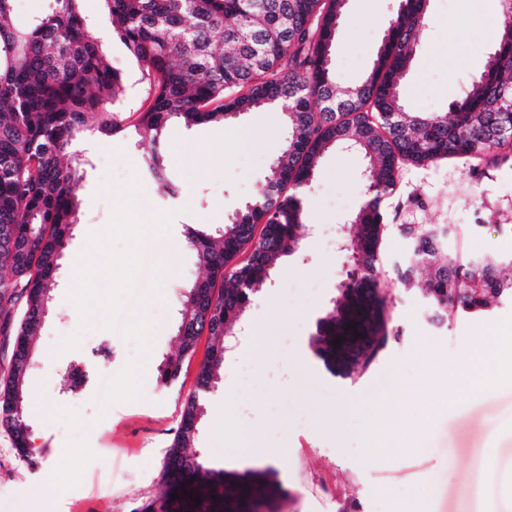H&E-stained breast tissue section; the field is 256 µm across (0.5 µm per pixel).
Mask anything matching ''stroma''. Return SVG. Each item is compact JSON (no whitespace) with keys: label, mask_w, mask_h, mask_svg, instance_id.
Segmentation results:
<instances>
[{"label":"stroma","mask_w":512,"mask_h":512,"mask_svg":"<svg viewBox=\"0 0 512 512\" xmlns=\"http://www.w3.org/2000/svg\"><path fill=\"white\" fill-rule=\"evenodd\" d=\"M395 0H348L336 32L332 70L339 86L358 85L372 70L393 16ZM94 31L106 37L108 56L123 78L113 106L127 129L113 137H87L79 221L60 260L37 361L24 386L31 399L26 419L38 459L30 465L0 425V512H137L165 489L162 463L173 443L183 405L196 390L199 366L212 340L201 336L178 381L158 386L138 376L145 350L155 362L177 351L178 292L205 271L181 246L187 227L221 224L262 192L270 167L285 146L283 108H265L227 123L192 127L172 122L162 138L165 166L184 202L168 206L163 188L146 180L133 123L151 102L138 63L116 40L99 0H83ZM432 25L402 78L415 112H444L459 88L481 71L504 20L501 0H430ZM252 127L253 142L238 131ZM363 156L354 150L322 155L305 193L307 233L298 257L279 259L272 283L260 286L242 329L224 354L220 379L205 400L196 450L222 462L239 425L259 430L258 446L275 465L288 495L280 512H393L421 505L423 512H483L494 500L512 512V381L479 386L452 397L438 389L439 375L464 365L488 325L512 327V304L482 317L454 316L433 327L418 291L393 278L408 244L388 234L381 247L382 276L397 333L356 381L330 375L313 356L309 339L337 295L350 264L338 246V229L357 210L365 183ZM383 206L393 224H445L448 251L464 260L512 251V161L476 166L450 158L422 168L402 165L394 194ZM157 210L180 245L179 259L162 280V294L133 318L124 279L115 271L136 267L130 226L149 223ZM112 296L111 314L98 308ZM125 339H111L116 326ZM264 335L256 348L254 334ZM111 342L112 393L84 387L75 402L72 373L87 368L97 344ZM249 364L251 380L237 370ZM410 388L393 401L408 430V451L380 459L366 451L367 414L397 380ZM77 461L60 467L62 458Z\"/></svg>","instance_id":"obj_1"}]
</instances>
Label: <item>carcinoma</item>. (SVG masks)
Returning <instances> with one entry per match:
<instances>
[{
    "mask_svg": "<svg viewBox=\"0 0 512 512\" xmlns=\"http://www.w3.org/2000/svg\"><path fill=\"white\" fill-rule=\"evenodd\" d=\"M14 2L0 0V270L11 273L0 276V349L9 354L7 374L0 377V423L33 462L23 391L59 260L77 224L82 177L75 146L88 131L89 114L101 116L97 131L104 136L125 130L111 110L124 88L82 0H54L49 13L21 26L12 21ZM101 2L112 37L136 59L152 89V103L134 127L143 146V176L165 182L168 193L179 192L158 150L169 121L223 122L276 101L287 113V144L260 197L235 211L229 223L190 228L184 237L207 277L180 292L178 351L157 368V384L178 380L182 360L194 354L203 334L218 344L200 365L197 390L183 406L164 458L166 490L144 510L251 512L262 500L268 512H279L286 491L272 468L228 471L189 448L224 364V348L252 295L272 280L279 258L300 251L302 196L326 150H359L368 158L366 200L341 237L351 268L310 338L314 357L329 374L359 378L387 347L391 301L381 278L380 246L390 227L411 245L409 258L394 269L395 280L421 291L433 324L445 325L460 313L483 314L496 300L512 301V253L463 261L448 253V225H390L381 209L403 164L465 157L496 165L512 157L503 153L512 150V112L497 111L501 90L512 87V7L505 8L484 69L442 113L408 111L399 83L429 25V0H400L372 72L340 107L329 101L339 88L331 55L347 0ZM282 11L288 14L285 35L274 27Z\"/></svg>",
    "mask_w": 512,
    "mask_h": 512,
    "instance_id": "1",
    "label": "carcinoma"
}]
</instances>
